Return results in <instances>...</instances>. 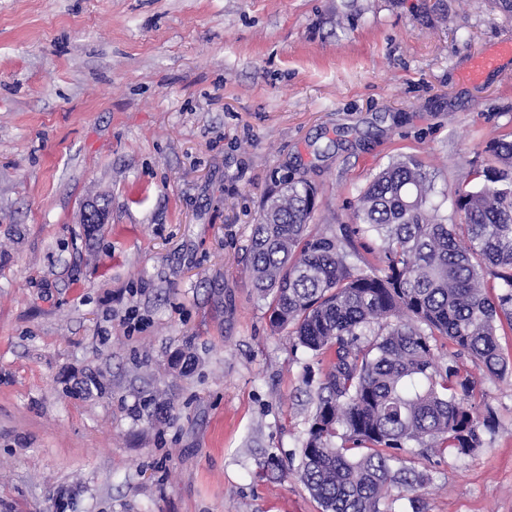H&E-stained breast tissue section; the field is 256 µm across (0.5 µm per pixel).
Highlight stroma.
<instances>
[{"mask_svg":"<svg viewBox=\"0 0 512 512\" xmlns=\"http://www.w3.org/2000/svg\"><path fill=\"white\" fill-rule=\"evenodd\" d=\"M506 41L492 0H0V512H322L296 470L327 360L245 271L263 197L306 180L334 232L412 154L451 213L512 133ZM437 356L496 428L410 445L418 494L512 512V373Z\"/></svg>","mask_w":512,"mask_h":512,"instance_id":"35a3bbf8","label":"stroma"}]
</instances>
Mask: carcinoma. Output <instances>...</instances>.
Wrapping results in <instances>:
<instances>
[{"mask_svg":"<svg viewBox=\"0 0 512 512\" xmlns=\"http://www.w3.org/2000/svg\"><path fill=\"white\" fill-rule=\"evenodd\" d=\"M483 182L452 198L460 221L434 202V175L401 155L360 191L355 227L308 231L318 191L289 181L268 192L253 225L247 271L268 301L273 330H288L329 370L300 448L298 476L322 512H383L392 491L422 476L399 453L416 443L467 456L493 429L477 411L478 381L435 351L448 343L491 375L512 371L498 323L512 326V134L484 148ZM381 241L377 262L354 268L352 236Z\"/></svg>","mask_w":512,"mask_h":512,"instance_id":"carcinoma-1","label":"carcinoma"}]
</instances>
